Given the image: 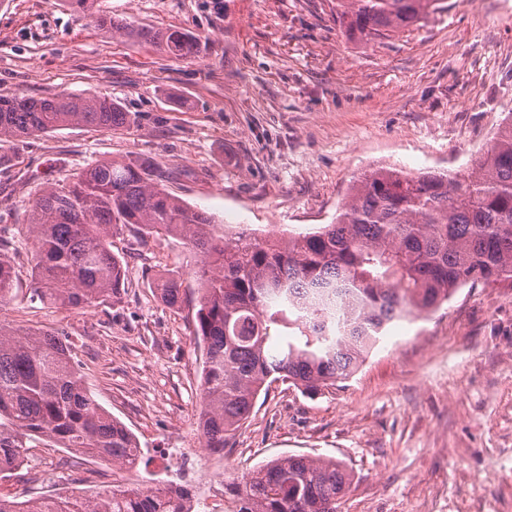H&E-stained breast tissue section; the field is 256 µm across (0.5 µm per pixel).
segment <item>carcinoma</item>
Listing matches in <instances>:
<instances>
[{
  "label": "carcinoma",
  "instance_id": "obj_1",
  "mask_svg": "<svg viewBox=\"0 0 512 512\" xmlns=\"http://www.w3.org/2000/svg\"><path fill=\"white\" fill-rule=\"evenodd\" d=\"M351 36L383 37L441 9V0H337ZM100 22L144 46L187 56L195 41L116 17ZM116 131L127 113L105 96L0 97V141L67 125ZM149 158L95 160L33 201L35 295L71 308L120 299L127 266L112 235L180 236L205 257L198 278L196 336L204 344L201 387L206 447L224 450L264 387L282 380L305 392L350 378L387 326L428 313L468 284L512 288V117L462 178L380 169L357 179L335 221L279 240L243 230L232 239L184 204ZM0 253V305L17 286ZM161 301L181 302V276L158 281ZM51 443L123 469L142 462L133 433L101 405L49 331L21 332L0 320V473L21 468L28 443ZM352 483L344 465L283 455L256 466L233 488L236 512H336ZM190 492L135 487L95 495L20 499L0 495V512H188Z\"/></svg>",
  "mask_w": 512,
  "mask_h": 512
}]
</instances>
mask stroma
Listing matches in <instances>:
<instances>
[{
    "label": "stroma",
    "instance_id": "35a3bbf8",
    "mask_svg": "<svg viewBox=\"0 0 512 512\" xmlns=\"http://www.w3.org/2000/svg\"><path fill=\"white\" fill-rule=\"evenodd\" d=\"M195 36L177 58L99 25ZM0 95L107 96L116 131L82 125L0 143V252L18 271L0 319L62 334L95 398L135 435L148 467L194 455L204 398L193 304L201 258L183 240L123 230L118 302L85 310L34 295L27 214L47 184L98 159L148 157L193 209L278 233L332 223L354 177L395 166L465 173L512 116V0H443L390 38L348 36L336 0H0ZM182 274L167 307L155 282ZM304 454L340 461L337 512H512V289H459L383 336L353 376L309 394L277 382L224 450L223 499L255 466ZM105 463L60 468L56 492L106 490Z\"/></svg>",
    "mask_w": 512,
    "mask_h": 512
}]
</instances>
